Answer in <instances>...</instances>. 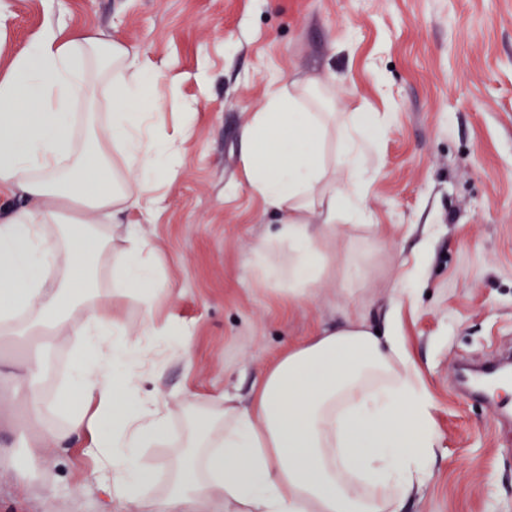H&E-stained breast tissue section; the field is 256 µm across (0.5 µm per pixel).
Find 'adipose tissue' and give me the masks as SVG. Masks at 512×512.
<instances>
[{"label": "adipose tissue", "mask_w": 512, "mask_h": 512, "mask_svg": "<svg viewBox=\"0 0 512 512\" xmlns=\"http://www.w3.org/2000/svg\"><path fill=\"white\" fill-rule=\"evenodd\" d=\"M161 70L93 33L61 38L45 28L0 71V185L20 200L0 217V342L71 337L79 360L66 385L45 392L43 357L0 371L21 398L15 423L35 447L86 438L99 479L125 512H403L428 478L436 436L431 401L396 320L382 333L362 319L320 327L265 373L250 405L225 396L202 408L170 463L163 497L146 498L140 451L167 433L158 403L128 410L158 324L154 248L129 233L112 288H78L70 273L112 255L116 215L149 202L171 172L173 143L147 133ZM311 77L272 91L245 130L252 189L282 223L255 250L259 287L289 300L311 296L331 263L328 247L368 226L362 188L366 127L377 118L337 111L299 115ZM105 99L109 121L77 112ZM338 143L333 162L325 138ZM135 286L142 317L129 333L112 311ZM69 404L63 423L53 407Z\"/></svg>", "instance_id": "1"}]
</instances>
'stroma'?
Instances as JSON below:
<instances>
[{
  "instance_id": "35a3bbf8",
  "label": "stroma",
  "mask_w": 512,
  "mask_h": 512,
  "mask_svg": "<svg viewBox=\"0 0 512 512\" xmlns=\"http://www.w3.org/2000/svg\"><path fill=\"white\" fill-rule=\"evenodd\" d=\"M49 26L112 36L164 70L147 129L174 139L175 175L120 218L155 246L157 319L189 347L159 344L128 401L168 417L167 439L142 452L157 470L148 496L169 486L190 404L249 405L318 326L395 315L437 437L404 512H512V389L479 402L456 392L459 360L512 345V0H0V67ZM303 75L341 78L337 111L381 119L368 132L378 176L363 188L377 229L337 243L329 276L291 306L255 284V248L280 218L250 187L244 131L271 90ZM85 445L28 449L0 387V512H112Z\"/></svg>"
}]
</instances>
